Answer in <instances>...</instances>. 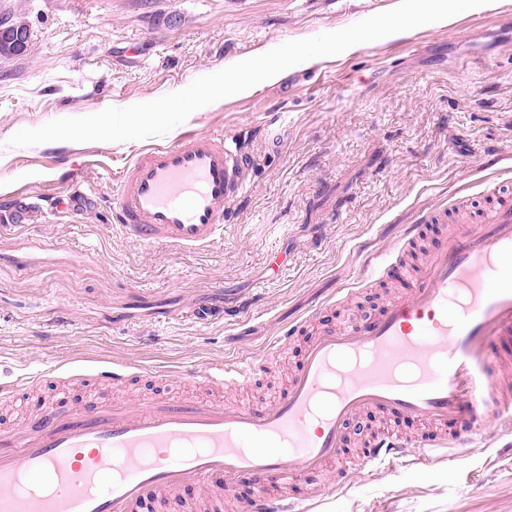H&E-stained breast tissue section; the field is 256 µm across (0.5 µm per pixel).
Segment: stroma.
<instances>
[{
	"instance_id": "35a3bbf8",
	"label": "stroma",
	"mask_w": 512,
	"mask_h": 512,
	"mask_svg": "<svg viewBox=\"0 0 512 512\" xmlns=\"http://www.w3.org/2000/svg\"><path fill=\"white\" fill-rule=\"evenodd\" d=\"M398 0H0V21L30 29L25 54L0 57V385L117 359L138 365L133 391L266 357L281 329L309 330L379 309L353 284L404 227L435 208L512 180V0L282 72L194 112L185 127L223 129L249 155L224 234L201 250L132 241L112 222L115 178L142 141L13 147L18 130L124 108L285 42L343 29ZM95 190L80 214L43 210L9 223L12 200ZM212 310L202 320L198 310ZM281 372L225 401L260 404ZM410 461L322 490L312 512H512V449Z\"/></svg>"
}]
</instances>
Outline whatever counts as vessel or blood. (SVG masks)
I'll return each instance as SVG.
<instances>
[{
	"label": "vessel or blood",
	"instance_id": "obj_1",
	"mask_svg": "<svg viewBox=\"0 0 512 512\" xmlns=\"http://www.w3.org/2000/svg\"><path fill=\"white\" fill-rule=\"evenodd\" d=\"M249 166L223 132H183L122 168L113 219L142 244L207 247L222 235ZM393 271L410 277L409 295L320 329L265 406L189 392L116 399L113 383L129 377L124 362L85 375L95 390L76 406L35 400L29 425L0 429V512H168L186 490L205 493L207 512H222L225 491L249 484V512H310L298 485L344 457L365 414L426 430L372 435L350 464L355 473L456 458L481 446L492 422L512 432V397L486 370L501 359L495 340L512 337V202L454 236L437 235L418 273L389 257L372 278ZM259 372L231 360L187 380L239 388Z\"/></svg>",
	"mask_w": 512,
	"mask_h": 512
}]
</instances>
